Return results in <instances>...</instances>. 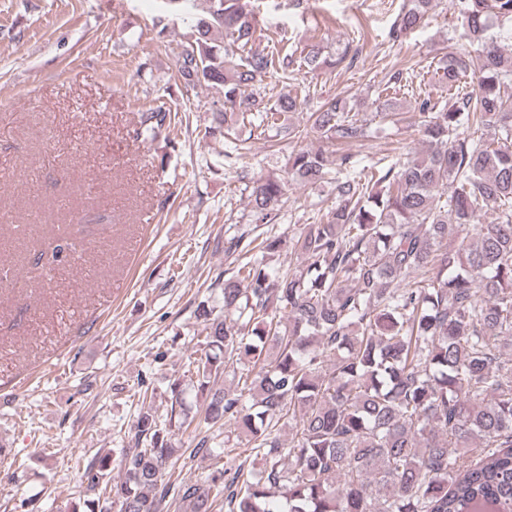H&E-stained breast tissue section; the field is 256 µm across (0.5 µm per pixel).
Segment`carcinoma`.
Listing matches in <instances>:
<instances>
[{"mask_svg":"<svg viewBox=\"0 0 512 512\" xmlns=\"http://www.w3.org/2000/svg\"><path fill=\"white\" fill-rule=\"evenodd\" d=\"M435 0H407L392 39L429 18ZM459 38L439 60L448 88L470 74L477 88L414 107L418 134L435 145L362 165L344 154L293 149L288 175L324 184L336 204L298 234L259 244L239 235L224 253L248 260L216 283L222 310L196 307L205 323L203 355L188 369L206 423L230 425L261 461L244 472L237 447L210 435L179 448L172 424L184 390L171 385L169 423L138 413L133 447L112 482L109 460L84 471L90 512H512V56L487 35L489 15L512 19V0H454ZM245 0H209L176 61L186 88L222 94L219 126L248 114L280 130L308 96L263 104L255 89L272 72L295 80L304 69L353 64L319 46L295 56L253 49ZM403 71L373 105L387 118ZM310 130L343 142L366 124L336 98L308 113ZM171 113H141L140 135L169 137ZM482 130L475 139L470 130ZM287 180L260 175L249 187L256 221L280 214ZM493 210L494 222L477 224ZM459 242L448 250V230ZM295 257L272 265L281 251ZM231 374L241 389L220 387ZM291 432L283 433L285 426ZM224 466L195 480L175 473L183 456Z\"/></svg>","mask_w":512,"mask_h":512,"instance_id":"cac0c4a2","label":"carcinoma"}]
</instances>
